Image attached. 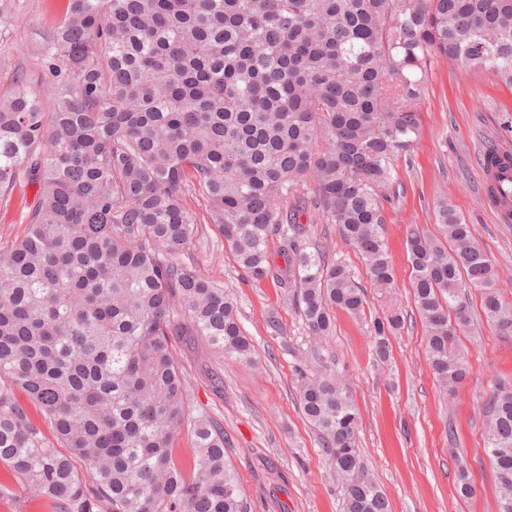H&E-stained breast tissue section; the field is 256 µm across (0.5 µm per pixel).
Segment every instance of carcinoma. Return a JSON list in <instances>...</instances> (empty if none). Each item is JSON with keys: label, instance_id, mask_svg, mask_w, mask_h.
Wrapping results in <instances>:
<instances>
[{"label": "carcinoma", "instance_id": "carcinoma-1", "mask_svg": "<svg viewBox=\"0 0 512 512\" xmlns=\"http://www.w3.org/2000/svg\"><path fill=\"white\" fill-rule=\"evenodd\" d=\"M36 54L52 109L22 68L0 97V200L37 185L23 235L0 242V463L51 512H246L224 428L189 413L173 346L249 362L253 345L224 289L178 256L213 224L240 268L283 288L314 343L337 312L362 317L358 275L326 260L300 217L336 225L373 284L393 286L382 199L418 135L428 70L439 57L512 84V0H68ZM436 224L438 236L411 225L407 250L428 362L450 391L469 373L466 289L506 332L512 304L446 201ZM404 323L375 320L379 358ZM299 376L343 512H391L344 387ZM185 429L187 472L171 448ZM484 432L498 512H512V382L491 391ZM457 490L475 493L464 463Z\"/></svg>", "mask_w": 512, "mask_h": 512}]
</instances>
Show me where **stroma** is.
<instances>
[{"mask_svg": "<svg viewBox=\"0 0 512 512\" xmlns=\"http://www.w3.org/2000/svg\"><path fill=\"white\" fill-rule=\"evenodd\" d=\"M68 0H15L11 44L0 48V92L16 68L31 88L49 97L51 80L34 49L59 22ZM491 148L512 150V86L490 71L472 72L433 62L420 104V130L398 157L383 202V235L395 283L373 285L354 249L335 225H309L336 257L345 258L366 288L364 319L336 315L333 336L315 348L284 291L273 280L255 282L224 251V239L209 224L180 256L221 285L236 302L254 351L251 361L212 354L203 344H180L175 354L189 390L192 413H204L224 428L225 457L240 486L247 512H342L343 490L333 476L317 433L296 398L298 371L336 374L357 406L358 441L365 466L385 492L391 512H498L494 471L484 450L483 407L496 381H512V333L488 324L481 294L470 289L469 328L461 333L470 366L454 395H443L428 366L425 335L411 300L409 225L433 228L440 200H448L476 231L477 240L503 279L512 278V223H500L485 202L482 158ZM37 187L18 184L0 201V241L23 234ZM398 312L404 328L392 336L391 356L380 361L372 323ZM276 317L280 332L267 320ZM468 465L472 497L456 489L458 461ZM0 512H47L5 467L0 466Z\"/></svg>", "mask_w": 512, "mask_h": 512, "instance_id": "obj_1", "label": "stroma"}]
</instances>
